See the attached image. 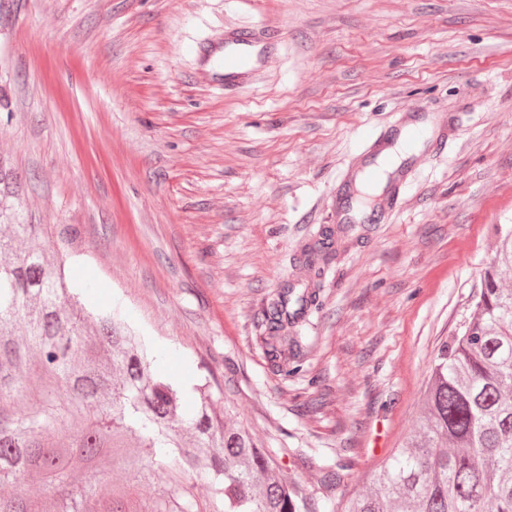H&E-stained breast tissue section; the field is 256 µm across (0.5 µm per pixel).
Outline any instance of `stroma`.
I'll use <instances>...</instances> for the list:
<instances>
[{
	"label": "stroma",
	"instance_id": "stroma-1",
	"mask_svg": "<svg viewBox=\"0 0 512 512\" xmlns=\"http://www.w3.org/2000/svg\"><path fill=\"white\" fill-rule=\"evenodd\" d=\"M242 27L268 62L226 93L189 47ZM406 114L448 130L389 215L303 264L360 143ZM1 222L75 228L46 250L89 306L179 384L210 366L217 409L333 512L413 428L512 224V0H0ZM291 285L319 299L285 380L261 336Z\"/></svg>",
	"mask_w": 512,
	"mask_h": 512
}]
</instances>
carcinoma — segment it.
<instances>
[{
  "instance_id": "cac0c4a2",
  "label": "carcinoma",
  "mask_w": 512,
  "mask_h": 512,
  "mask_svg": "<svg viewBox=\"0 0 512 512\" xmlns=\"http://www.w3.org/2000/svg\"><path fill=\"white\" fill-rule=\"evenodd\" d=\"M49 233L0 224V512H317L263 443L215 409L212 371L183 418V391L142 342L67 287L40 249ZM334 234L322 232L305 264L327 258ZM497 234V261L464 330L439 351L415 429L334 512H512V226ZM316 299L290 286L266 313V353L286 378L304 365L288 323ZM105 459L120 483L90 466ZM33 473L41 494L25 487ZM195 477L208 486L203 499Z\"/></svg>"
}]
</instances>
